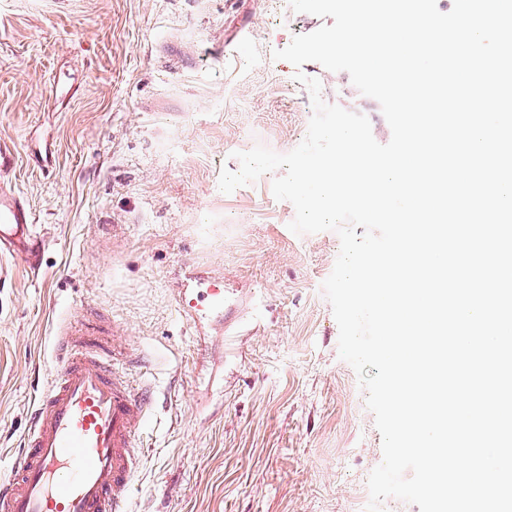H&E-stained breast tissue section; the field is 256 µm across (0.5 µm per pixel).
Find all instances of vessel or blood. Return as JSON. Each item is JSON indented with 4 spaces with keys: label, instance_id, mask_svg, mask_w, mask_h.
<instances>
[{
    "label": "vessel or blood",
    "instance_id": "1",
    "mask_svg": "<svg viewBox=\"0 0 512 512\" xmlns=\"http://www.w3.org/2000/svg\"><path fill=\"white\" fill-rule=\"evenodd\" d=\"M29 202L0 180V254L36 259ZM49 385L36 395L30 427L0 479V512H129L144 450L139 431L153 406L147 386L120 369L126 351L109 329L62 320Z\"/></svg>",
    "mask_w": 512,
    "mask_h": 512
}]
</instances>
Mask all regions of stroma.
Wrapping results in <instances>:
<instances>
[{
	"mask_svg": "<svg viewBox=\"0 0 512 512\" xmlns=\"http://www.w3.org/2000/svg\"><path fill=\"white\" fill-rule=\"evenodd\" d=\"M332 22L289 0H0V144L46 239L38 271L0 256V478L57 319L92 310L158 398L132 512H364L383 455L322 290L340 238L292 233L274 174L219 189L235 152L303 141L299 70L389 142L347 72L271 56Z\"/></svg>",
	"mask_w": 512,
	"mask_h": 512,
	"instance_id": "35a3bbf8",
	"label": "stroma"
}]
</instances>
